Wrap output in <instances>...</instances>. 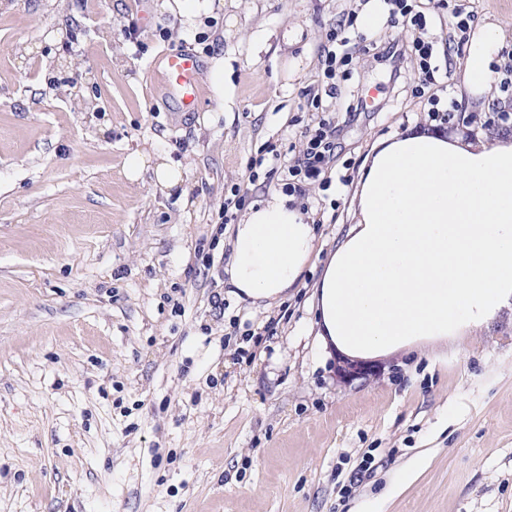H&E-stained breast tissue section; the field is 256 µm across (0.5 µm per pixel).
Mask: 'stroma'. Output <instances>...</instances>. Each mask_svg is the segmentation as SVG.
<instances>
[{
    "label": "stroma",
    "mask_w": 512,
    "mask_h": 512,
    "mask_svg": "<svg viewBox=\"0 0 512 512\" xmlns=\"http://www.w3.org/2000/svg\"><path fill=\"white\" fill-rule=\"evenodd\" d=\"M365 2L224 0L190 27L161 0H0V512H512L511 309L351 384L320 334L314 285L371 146L430 118L512 132L496 119L512 91L461 85L448 0H413L435 21V83L413 58L385 81L370 35L416 36L385 19L327 83L326 34ZM487 22L505 35L492 70L512 67V0H477L470 26ZM177 49L224 62L194 112L152 73ZM359 85L369 116L300 200L316 227L301 282L268 306L228 296L225 198L283 191L252 158L302 154L312 99L341 112ZM449 95L458 116L431 117ZM150 148L181 189L126 178Z\"/></svg>",
    "instance_id": "stroma-1"
}]
</instances>
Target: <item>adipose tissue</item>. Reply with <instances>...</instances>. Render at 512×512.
Listing matches in <instances>:
<instances>
[{"mask_svg":"<svg viewBox=\"0 0 512 512\" xmlns=\"http://www.w3.org/2000/svg\"><path fill=\"white\" fill-rule=\"evenodd\" d=\"M501 37L481 25L465 61L468 91L488 88ZM148 167L160 187L183 181L144 150L128 157L125 175ZM353 204L316 285L323 333L341 351L366 358L478 332L512 306V134L424 122L379 140ZM314 240L295 197L271 194L233 228L225 287L241 300L278 299L299 281Z\"/></svg>","mask_w":512,"mask_h":512,"instance_id":"obj_1","label":"adipose tissue"}]
</instances>
